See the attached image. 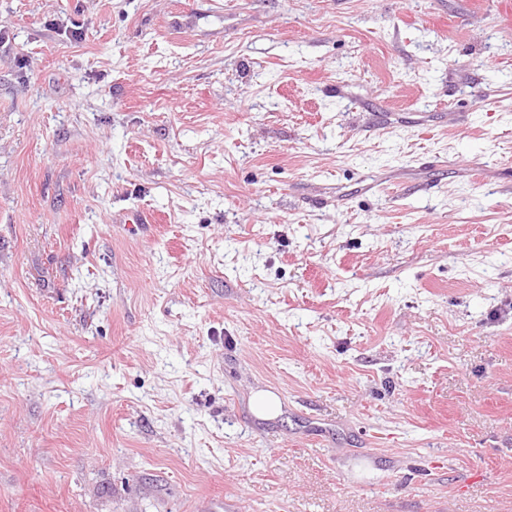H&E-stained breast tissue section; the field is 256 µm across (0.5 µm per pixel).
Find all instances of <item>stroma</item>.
<instances>
[{
    "label": "stroma",
    "mask_w": 512,
    "mask_h": 512,
    "mask_svg": "<svg viewBox=\"0 0 512 512\" xmlns=\"http://www.w3.org/2000/svg\"><path fill=\"white\" fill-rule=\"evenodd\" d=\"M0 512H512L497 0H0Z\"/></svg>",
    "instance_id": "obj_1"
}]
</instances>
